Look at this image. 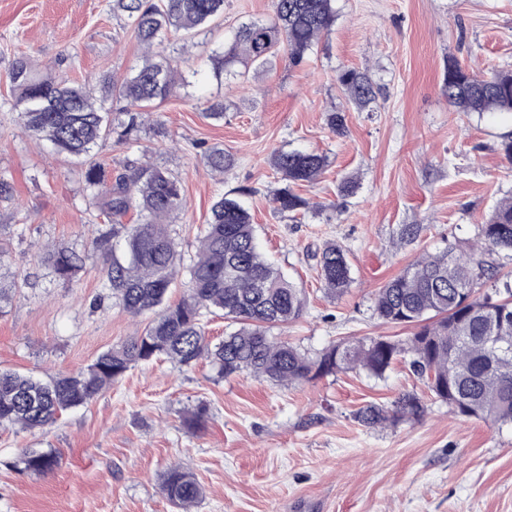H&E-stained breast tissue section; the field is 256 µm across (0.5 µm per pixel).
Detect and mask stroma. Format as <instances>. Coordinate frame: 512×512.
Wrapping results in <instances>:
<instances>
[{
  "label": "stroma",
  "mask_w": 512,
  "mask_h": 512,
  "mask_svg": "<svg viewBox=\"0 0 512 512\" xmlns=\"http://www.w3.org/2000/svg\"><path fill=\"white\" fill-rule=\"evenodd\" d=\"M337 17L298 65L277 57L218 75L222 52L242 24L266 20L271 0H224V15L191 39L160 46L185 79L153 107L136 139L121 128L95 148L108 177L149 161L178 176L187 205L173 216L180 251L191 259L219 194L243 201L265 256L300 288L302 316L273 336L314 353L365 336L403 339L412 327L384 323L378 288L422 254L467 247L502 199L512 197V112H461L446 98L449 59L480 73L512 71V0H336ZM143 50L112 0H0V236L8 252L0 281L13 284L0 309V368L37 377L85 368L140 333L102 286L92 240L109 230L90 218L85 167L28 133L20 108L6 104L14 60L29 57L45 76L89 86L100 74L127 76ZM355 70L370 79L372 102L356 106L337 82ZM228 106L205 117L207 101ZM342 133L328 125L331 113ZM234 154L224 176L202 152ZM326 155L317 181L297 185L312 209L278 213L283 182L271 164L280 150ZM356 192L338 195L343 180ZM421 225L416 239L402 235ZM342 245L353 282L327 293L314 255ZM52 245L84 256L67 281L41 259ZM426 394L408 364L378 380L362 371L274 386L247 373L218 378L205 359L184 367L164 359L131 367L88 405L44 430L0 428V512H181L161 491L173 463L191 471L204 494L193 512H512V425L465 421L433 402L417 422L370 429L353 418L373 402ZM205 406L203 426L187 410ZM54 450L48 474L21 471L25 452Z\"/></svg>",
  "instance_id": "1"
}]
</instances>
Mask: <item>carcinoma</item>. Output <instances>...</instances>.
<instances>
[{"label":"carcinoma","instance_id":"cac0c4a2","mask_svg":"<svg viewBox=\"0 0 512 512\" xmlns=\"http://www.w3.org/2000/svg\"><path fill=\"white\" fill-rule=\"evenodd\" d=\"M272 2L271 19L238 28L224 50V65L234 63L240 52L261 65L282 52L298 65L336 20L334 0ZM112 10L127 15L144 50L142 63L130 75H103L96 92L67 78L36 77L27 57L17 58L9 73L25 128L71 156H90L115 123L135 130L137 120H149L137 112L176 93L178 68L173 60L154 54L153 47L171 32L189 34L218 19L224 0H159L150 5L147 0H113ZM338 82L356 104L375 96L369 79L352 70L340 73ZM445 83L448 103L462 112H512L511 72L478 76L450 59ZM114 97L126 106L107 108ZM203 160L219 174L235 163L219 146L207 148ZM325 166L326 157L314 152H277L273 167L288 185L273 193L275 209H308L309 202L291 185L315 181ZM84 178L94 204L124 229L121 245L108 234L93 240L102 260L103 287L128 313L154 317L141 334L113 345L84 370L46 379L0 370L1 428L50 427L62 413L95 400L132 365L161 356L186 367L208 358L222 377L248 372L284 386L356 370L383 379L395 362L407 358L431 397L458 417L512 424V283L495 288V304L490 294L480 293L498 280L497 266L486 257L512 259V201L500 202L486 223L478 225L468 248L450 243L437 254L414 260L378 289L375 314L385 323L413 327L411 336L357 338L311 355L271 336L272 329L298 319L305 302L301 290L258 249L251 215L241 201L224 194L215 199L186 267L189 292L172 303L169 294L182 257L169 219L186 206L180 180L147 161L113 182L107 181L102 166L91 162ZM45 253L61 279L75 278L83 266L68 250L47 247ZM317 270L329 294L350 288L351 268L341 246L326 244L317 254ZM213 310L235 325L214 345L202 324ZM427 410L423 397L408 392L389 408L367 404L354 418L364 427L384 429L419 421ZM56 465L50 452H25L16 461L19 469L35 473L50 472ZM163 491L181 509L203 496L193 473L179 464L165 472Z\"/></svg>","mask_w":512,"mask_h":512}]
</instances>
